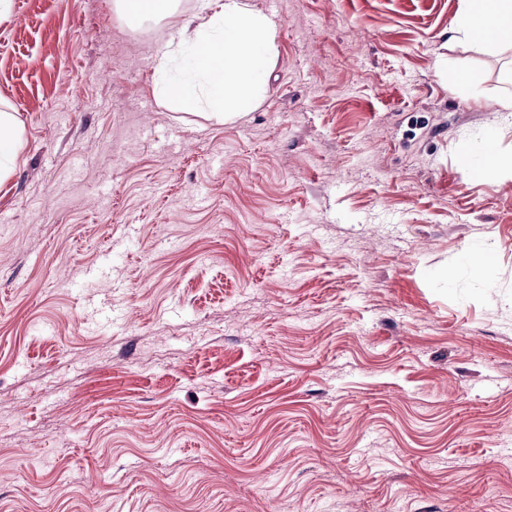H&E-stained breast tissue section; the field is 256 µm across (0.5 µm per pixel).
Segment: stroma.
I'll return each instance as SVG.
<instances>
[{"instance_id": "obj_1", "label": "stroma", "mask_w": 512, "mask_h": 512, "mask_svg": "<svg viewBox=\"0 0 512 512\" xmlns=\"http://www.w3.org/2000/svg\"><path fill=\"white\" fill-rule=\"evenodd\" d=\"M250 2L227 122L154 92L198 0L0 15V512H512V46L460 0ZM118 2H121L126 15L135 18L173 16L177 3L174 0H124ZM22 147L21 128L15 113L0 112V176L14 167Z\"/></svg>"}]
</instances>
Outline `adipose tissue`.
<instances>
[{
  "label": "adipose tissue",
  "mask_w": 512,
  "mask_h": 512,
  "mask_svg": "<svg viewBox=\"0 0 512 512\" xmlns=\"http://www.w3.org/2000/svg\"><path fill=\"white\" fill-rule=\"evenodd\" d=\"M480 23L488 31L485 44H512V0H461L459 34L474 38ZM276 31L273 17L249 0H201L157 58L156 94L166 104L203 108L219 119L253 111L269 86ZM178 62L184 75L170 80Z\"/></svg>",
  "instance_id": "ef3b65f1"
}]
</instances>
